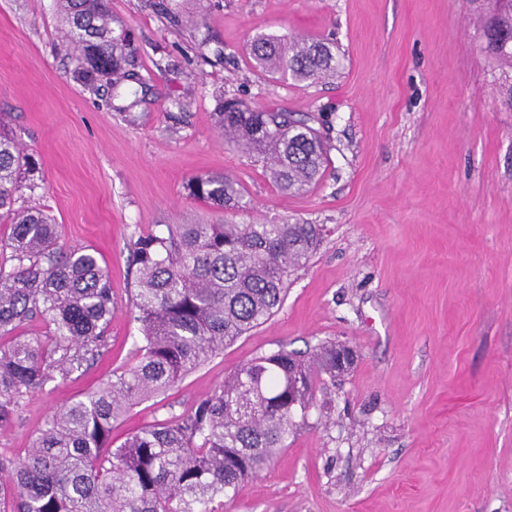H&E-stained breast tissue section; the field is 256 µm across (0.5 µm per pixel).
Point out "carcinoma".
Masks as SVG:
<instances>
[{"label": "carcinoma", "instance_id": "cac0c4a2", "mask_svg": "<svg viewBox=\"0 0 512 512\" xmlns=\"http://www.w3.org/2000/svg\"><path fill=\"white\" fill-rule=\"evenodd\" d=\"M76 70L86 86L129 78L108 0H62ZM481 51L498 71L512 110V0H470ZM254 67L294 84L336 76L321 41L258 34ZM305 114L255 109L231 98L216 126L261 160L281 191L300 194L327 163L320 131ZM34 155L0 132V420L35 393L76 380L107 351L112 281L90 246L61 244L45 210L14 208L32 190ZM190 197L224 210L249 202L220 173L192 177ZM321 242L317 224H164L130 240L138 323L134 364L56 410L24 454L0 457V512H218L216 500L288 447L296 418L315 406V377L336 380V345L309 354L284 347L256 356L185 415L148 425L112 446V422L174 386L241 336L266 323ZM40 320L46 331L28 327Z\"/></svg>", "mask_w": 512, "mask_h": 512}]
</instances>
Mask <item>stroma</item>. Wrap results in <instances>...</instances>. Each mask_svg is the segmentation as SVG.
<instances>
[{
	"label": "stroma",
	"mask_w": 512,
	"mask_h": 512,
	"mask_svg": "<svg viewBox=\"0 0 512 512\" xmlns=\"http://www.w3.org/2000/svg\"><path fill=\"white\" fill-rule=\"evenodd\" d=\"M140 81L135 122L75 72L56 0H0V127L39 162L25 196L112 278L109 352L0 420V454L30 447L69 398L134 363L127 242L159 224H318L323 241L269 321L112 425V440L191 410L278 347L354 349L318 385L288 446L222 512H512V111L479 50L470 0H110ZM259 33L324 40L333 80L255 70ZM321 117L323 177L280 191L224 139L221 98ZM234 177L250 202L191 198ZM186 188L190 197L224 210L244 211L249 205L236 181L226 174L196 175Z\"/></svg>",
	"instance_id": "obj_1"
}]
</instances>
